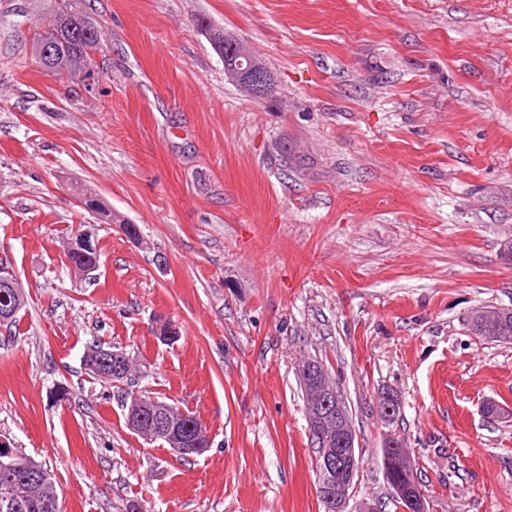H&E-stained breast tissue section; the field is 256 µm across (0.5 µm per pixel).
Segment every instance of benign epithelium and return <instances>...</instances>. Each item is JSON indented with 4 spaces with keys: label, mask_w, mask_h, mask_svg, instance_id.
Returning a JSON list of instances; mask_svg holds the SVG:
<instances>
[{
    "label": "benign epithelium",
    "mask_w": 512,
    "mask_h": 512,
    "mask_svg": "<svg viewBox=\"0 0 512 512\" xmlns=\"http://www.w3.org/2000/svg\"><path fill=\"white\" fill-rule=\"evenodd\" d=\"M229 53L239 57L238 64L224 67L227 79L240 84L251 96L269 98L277 94L278 85L264 62L253 48L235 36L227 38ZM68 255L79 258L71 263L77 272L90 269L88 260H96L97 249L92 233L79 230L70 242ZM300 378L309 405L316 415L308 418L309 434L321 441L318 453V481L316 494L324 512H347L349 484L353 477L354 452L357 433L345 408L340 389L323 378V371L311 363L301 369ZM130 430L150 442L171 448L183 457L200 455L209 448L207 434L181 425L170 407L154 398L133 394L125 404ZM20 471L38 482L47 480V474L27 458L19 456L9 438L0 437V472L13 475Z\"/></svg>",
    "instance_id": "7a95c632"
}]
</instances>
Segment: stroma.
Here are the masks:
<instances>
[{
    "instance_id": "1",
    "label": "stroma",
    "mask_w": 512,
    "mask_h": 512,
    "mask_svg": "<svg viewBox=\"0 0 512 512\" xmlns=\"http://www.w3.org/2000/svg\"><path fill=\"white\" fill-rule=\"evenodd\" d=\"M85 3L104 28L92 83L34 62L50 0H0V258L27 298L0 328V434L63 512H322L299 384L314 356L358 435L348 512H397L390 429L429 512H512V344L464 325L512 308V0ZM203 19L252 46L276 97L227 80ZM286 140L304 168L283 166ZM80 228L99 247L85 274L66 254ZM94 340L135 363L132 388L196 412L210 448L130 432L129 387L85 369Z\"/></svg>"
}]
</instances>
